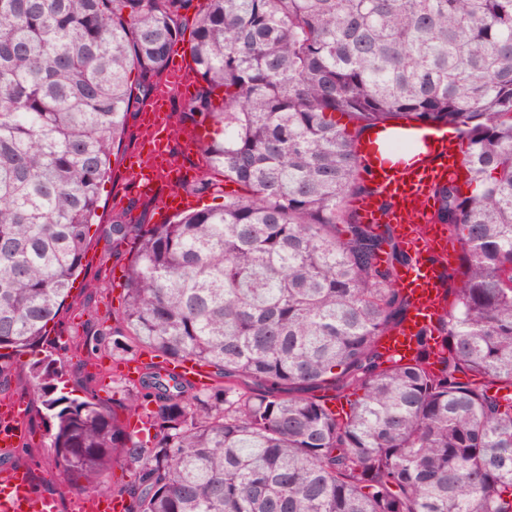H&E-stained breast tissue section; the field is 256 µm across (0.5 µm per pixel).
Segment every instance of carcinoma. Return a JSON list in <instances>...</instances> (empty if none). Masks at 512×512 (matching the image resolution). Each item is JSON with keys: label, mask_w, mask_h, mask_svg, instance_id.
<instances>
[{"label": "carcinoma", "mask_w": 512, "mask_h": 512, "mask_svg": "<svg viewBox=\"0 0 512 512\" xmlns=\"http://www.w3.org/2000/svg\"><path fill=\"white\" fill-rule=\"evenodd\" d=\"M192 5V192L224 203L97 225L125 118ZM376 124L463 144L432 216L458 254L452 301L407 363L379 343L414 257L354 206L374 194L357 140ZM93 228L136 250L115 324L86 304L69 342L115 365L153 354L135 380L112 372L138 431L40 355ZM13 380L61 479L89 495L132 472L125 512H512V0H0L1 398ZM322 387L344 416L302 394ZM169 368L196 386L208 384L210 381L208 369L195 363L175 361L169 363Z\"/></svg>", "instance_id": "1"}]
</instances>
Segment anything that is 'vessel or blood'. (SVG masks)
Listing matches in <instances>:
<instances>
[{"mask_svg": "<svg viewBox=\"0 0 512 512\" xmlns=\"http://www.w3.org/2000/svg\"><path fill=\"white\" fill-rule=\"evenodd\" d=\"M197 85V74L187 60L170 64L159 89L140 109L145 113L160 111L171 105L175 95L190 97ZM412 143L407 154L390 153L388 146L395 141ZM360 154L372 172L375 195L361 198L356 206L363 222L393 225L398 236L417 255L413 267L401 270L400 286L408 300V311L394 331L384 336L381 350L399 361L412 360L416 355L414 337L425 325L437 320L448 307L445 275L452 260L448 248H437L430 233V217L435 209L433 195L437 184L455 177L462 153L448 137L444 128L406 125L398 129L378 126L366 131L360 144ZM388 197L389 210L378 207V196ZM196 194L182 190L167 198L157 211L159 218L168 213L195 208ZM172 371L190 383L208 384L206 367L191 362H172ZM49 498L35 492L26 468L10 472L0 480V512H46ZM124 499L103 491L88 502L89 512H124Z\"/></svg>", "mask_w": 512, "mask_h": 512, "instance_id": "vessel-or-blood-1", "label": "vessel or blood"}]
</instances>
